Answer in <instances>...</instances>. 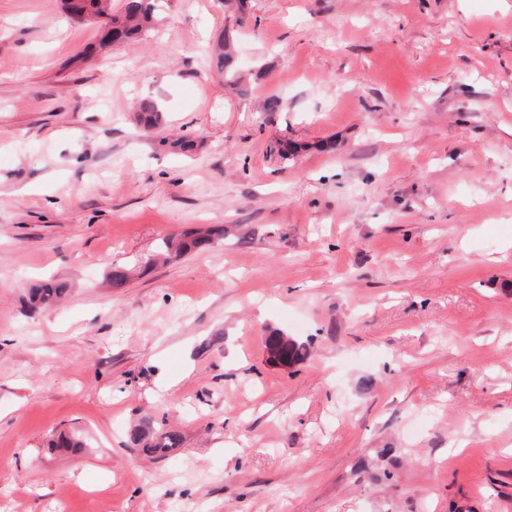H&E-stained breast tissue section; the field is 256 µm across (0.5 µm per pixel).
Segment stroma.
<instances>
[{"mask_svg": "<svg viewBox=\"0 0 512 512\" xmlns=\"http://www.w3.org/2000/svg\"><path fill=\"white\" fill-rule=\"evenodd\" d=\"M249 4L0 0V512H512V0ZM67 11L81 20L98 25H112V45L121 46L149 31L154 18V0H125L124 11L112 15L110 0H65ZM225 42L220 45L216 56L218 70L224 73V82L230 86L239 85V79L230 44H227L229 33H224ZM136 117L139 127L146 131L155 130L162 124V113L153 101H143ZM224 239L223 225H213L191 237L166 239L163 241V251L171 256H181L192 251H200L215 242V240ZM68 291L63 282L49 280L30 291L28 305L31 309L50 307L56 304ZM268 351L274 362L288 366L303 362L310 356L308 343L283 332H276L268 337Z\"/></svg>", "mask_w": 512, "mask_h": 512, "instance_id": "35a3bbf8", "label": "stroma"}]
</instances>
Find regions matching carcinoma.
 I'll list each match as a JSON object with an SVG mask.
<instances>
[{"label": "carcinoma", "instance_id": "carcinoma-1", "mask_svg": "<svg viewBox=\"0 0 512 512\" xmlns=\"http://www.w3.org/2000/svg\"><path fill=\"white\" fill-rule=\"evenodd\" d=\"M67 11L81 19L98 25L112 26V41H102V45L121 46L138 35L149 31L154 18V0H125L124 11L120 15L111 13L110 0H65ZM218 70L224 73V82L230 86L239 85V79L232 54L227 43L220 45L216 56ZM137 124L140 128L150 131L162 124V113L156 103L144 101L137 113ZM224 238V226H210L191 237L166 239L163 251L171 256H181L192 251L205 249L217 240ZM68 291V285L49 280L30 291L28 305L32 309L50 307L56 304ZM268 351L275 362L291 366L305 361L310 356L309 344L276 332L268 337ZM179 443V436L174 432H164L152 438L148 444L151 453L163 456L170 448Z\"/></svg>", "mask_w": 512, "mask_h": 512}]
</instances>
